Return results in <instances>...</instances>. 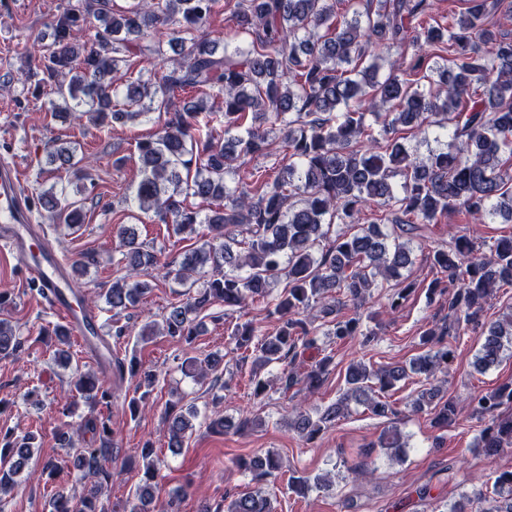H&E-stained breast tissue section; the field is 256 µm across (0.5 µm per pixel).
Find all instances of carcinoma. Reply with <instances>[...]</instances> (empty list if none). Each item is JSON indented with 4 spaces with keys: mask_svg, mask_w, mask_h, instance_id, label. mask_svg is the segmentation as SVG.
<instances>
[{
    "mask_svg": "<svg viewBox=\"0 0 512 512\" xmlns=\"http://www.w3.org/2000/svg\"><path fill=\"white\" fill-rule=\"evenodd\" d=\"M429 0H84L56 21L53 41L31 54L34 74L50 86L55 115L86 118L103 126L134 123L151 112L167 115L154 136L136 142L139 180L129 199L177 234L196 233L204 224L211 237L176 265L160 262L143 249L134 224L116 225L123 274L112 281L105 302L114 315L139 303L152 290L144 279L162 267L164 278L193 288L210 271L203 288L173 305L162 321L147 325L167 336L192 342L198 315L213 306L244 308L266 301L278 328L266 334L253 322L237 323L230 336L241 360H251L250 385L258 397L269 387L263 370L281 366L276 379L285 391L299 385L309 393L321 387L334 367V353L322 336L339 343L360 336L368 344L375 332L362 329L360 309L374 288L396 282L388 307L396 310L416 287L404 272L414 265L413 250L399 241L405 227L439 224L451 211L479 224L499 217L512 221V40L489 21V9L512 0H472L468 11L444 26L422 20ZM228 13L224 39L200 34L218 11ZM397 51L386 77L376 64L359 68L365 43ZM448 51L446 63L432 68L423 46ZM164 64L161 74L130 78L139 64ZM437 74L431 79L430 74ZM428 90L419 88V78ZM217 90L224 98V137L202 131L208 97L186 98L189 90ZM372 118L368 124L366 118ZM426 133L435 126L447 140L424 157L411 154L399 127ZM80 144L59 142L49 153L58 172L79 170ZM263 156L281 174L266 179L256 168L250 181L229 184L247 159ZM200 200L188 207L182 195ZM51 218L69 228L81 223L82 206L67 186L56 182L38 193ZM376 212L372 221L366 212ZM346 224L353 233L332 236ZM439 276L428 295L448 296V319L422 331L420 344L431 349L408 364L375 367L353 361L336 402L310 413L294 407L292 428L307 441L348 413L350 404L372 415L396 414L389 392L412 374L430 387L412 405L428 410L434 423L455 420L456 403L434 384L448 374L455 356L447 338L480 329L484 341L474 366L486 371L512 350V316L486 321L497 290L512 285V234L492 244L463 237L433 249L426 257ZM281 291H274L280 282ZM21 336L0 318V359L14 356ZM223 357L194 360L199 376L216 372ZM119 378L136 380L139 395L127 407L136 416L158 374L131 359L115 360ZM72 397L90 405H112V385L89 372L72 379ZM470 415L483 421L481 448L494 455L512 447V382L469 397ZM194 406L177 399L166 405L167 447H181L194 430ZM256 425L250 417L211 415L213 433ZM98 436L76 448L69 459L49 458L41 475L49 480L71 467L91 482L80 494L55 486L49 512H105L104 487L112 480L111 416L96 415L79 424ZM31 432L0 430V494L11 491L34 458ZM379 446L397 456L406 447L395 426L383 431ZM142 478L130 512H156L162 460L153 442L138 451ZM241 467L263 480L282 469L272 451L245 459ZM198 512H274L271 494L257 489ZM448 512H512V471L493 472L482 488L461 495Z\"/></svg>",
    "mask_w": 512,
    "mask_h": 512,
    "instance_id": "carcinoma-1",
    "label": "carcinoma"
}]
</instances>
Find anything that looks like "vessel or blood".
Segmentation results:
<instances>
[{
	"label": "vessel or blood",
	"mask_w": 512,
	"mask_h": 512,
	"mask_svg": "<svg viewBox=\"0 0 512 512\" xmlns=\"http://www.w3.org/2000/svg\"><path fill=\"white\" fill-rule=\"evenodd\" d=\"M28 193L12 162L0 158V246L26 261L25 277L39 288L53 313L59 316L104 374L112 372V348L98 343L89 332L98 324V311L80 306L71 291L65 261L33 222Z\"/></svg>",
	"instance_id": "1"
}]
</instances>
